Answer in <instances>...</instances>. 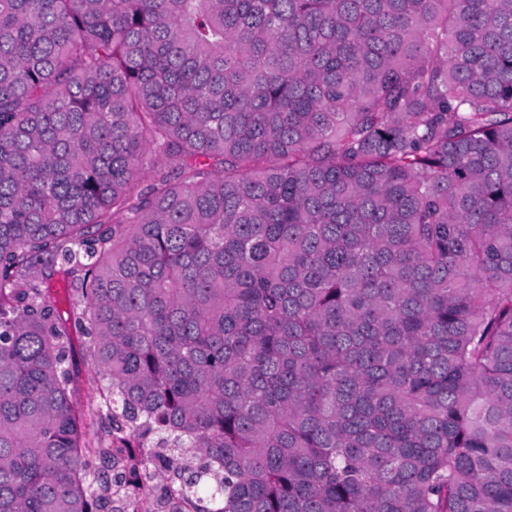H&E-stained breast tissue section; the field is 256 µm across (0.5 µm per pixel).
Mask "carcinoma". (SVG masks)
Masks as SVG:
<instances>
[{
	"label": "carcinoma",
	"mask_w": 512,
	"mask_h": 512,
	"mask_svg": "<svg viewBox=\"0 0 512 512\" xmlns=\"http://www.w3.org/2000/svg\"><path fill=\"white\" fill-rule=\"evenodd\" d=\"M136 470L512 512V0H0V512ZM71 370L74 375L78 399L85 407L97 409L103 405L100 397L104 384L99 368L86 356L84 340L74 336Z\"/></svg>",
	"instance_id": "cac0c4a2"
}]
</instances>
